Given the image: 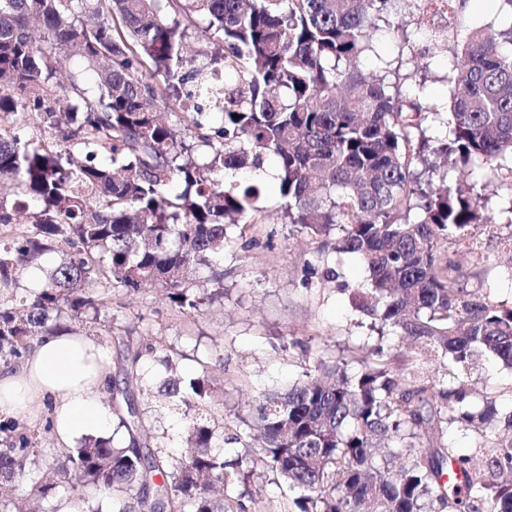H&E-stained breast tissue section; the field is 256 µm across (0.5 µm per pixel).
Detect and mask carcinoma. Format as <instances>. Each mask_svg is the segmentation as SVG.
Segmentation results:
<instances>
[{
    "instance_id": "cac0c4a2",
    "label": "carcinoma",
    "mask_w": 512,
    "mask_h": 512,
    "mask_svg": "<svg viewBox=\"0 0 512 512\" xmlns=\"http://www.w3.org/2000/svg\"><path fill=\"white\" fill-rule=\"evenodd\" d=\"M394 0H0V361L32 341L93 328L106 291L159 285L196 314L224 296L217 261L264 221L267 184L253 178L273 155L283 218L323 251L351 254L367 273L359 308L419 341L457 371L419 380L384 359L351 374L321 358L302 378L259 393L252 422L224 456L216 380H189L166 358L158 402L194 416L183 452L141 447L145 411L117 390L110 410L125 430L76 448H38L31 430L0 423V483L42 468L32 499L0 498V512H29L56 495L55 474L81 512H229L220 491L261 465L295 493L294 512H512V437L489 432L491 405L475 408L465 377L486 356L512 369V308L456 286L460 263L443 253L483 224H512V204L486 212L479 181L422 188L415 168H502L512 158V27H467L465 0H413L423 55L454 42L449 133L422 124L438 111L425 85L403 86L387 64L361 67ZM442 9L448 24L431 23ZM204 38L192 42V31ZM185 106L179 136L163 120ZM239 118L234 119L232 115ZM25 225L17 233L14 226ZM42 288L19 287L27 267ZM211 271L213 291L188 281ZM134 378L147 343L120 339ZM481 434L474 456L420 448L431 425Z\"/></svg>"
}]
</instances>
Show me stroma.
<instances>
[{
  "label": "stroma",
  "mask_w": 512,
  "mask_h": 512,
  "mask_svg": "<svg viewBox=\"0 0 512 512\" xmlns=\"http://www.w3.org/2000/svg\"><path fill=\"white\" fill-rule=\"evenodd\" d=\"M408 13L407 0H395L376 35V52L364 57L363 67L376 70L382 59L401 62L403 72L426 82L432 97L447 96L453 48L443 47L432 63H425L415 25L396 29ZM264 205L263 223L247 225L242 242L224 249L223 298L192 315L180 312L161 289L119 288L112 291L96 334L103 340L121 336L134 346L155 341L154 352L142 360L152 385L166 376L164 358H177L185 374L216 379L220 392L214 406L228 415H248L261 391L297 381L313 356L347 363L353 372L372 360L379 343L395 366L419 360L422 379L444 374L440 360L427 356L419 343L380 333L356 309L352 295L367 278L356 258L322 256L316 240L285 223L276 188H269ZM451 250L461 264V288L492 304L512 306V272L504 263L512 251V224L481 226ZM472 389L474 404L490 398L499 417L512 415V370L486 360ZM146 419L145 445L181 453L183 411L150 410ZM226 497L246 512H290L292 507L287 491L259 466L247 484L229 486Z\"/></svg>",
  "instance_id": "35a3bbf8"
}]
</instances>
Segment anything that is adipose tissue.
I'll list each match as a JSON object with an SVG mask.
<instances>
[{
	"mask_svg": "<svg viewBox=\"0 0 512 512\" xmlns=\"http://www.w3.org/2000/svg\"><path fill=\"white\" fill-rule=\"evenodd\" d=\"M107 362V350L90 336L44 337L20 372L0 373V412L47 414L62 448L111 434L112 414L101 401Z\"/></svg>",
	"mask_w": 512,
	"mask_h": 512,
	"instance_id": "adipose-tissue-1",
	"label": "adipose tissue"
}]
</instances>
